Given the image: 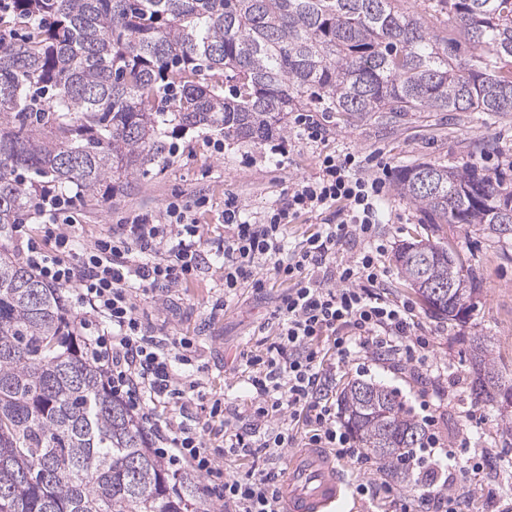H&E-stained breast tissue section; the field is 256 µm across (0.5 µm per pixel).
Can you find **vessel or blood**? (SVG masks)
Here are the masks:
<instances>
[{
    "mask_svg": "<svg viewBox=\"0 0 512 512\" xmlns=\"http://www.w3.org/2000/svg\"><path fill=\"white\" fill-rule=\"evenodd\" d=\"M345 490V471L329 451L304 448L290 457L280 496L284 512H325Z\"/></svg>",
    "mask_w": 512,
    "mask_h": 512,
    "instance_id": "obj_1",
    "label": "vessel or blood"
}]
</instances>
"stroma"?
Segmentation results:
<instances>
[{"mask_svg": "<svg viewBox=\"0 0 512 512\" xmlns=\"http://www.w3.org/2000/svg\"><path fill=\"white\" fill-rule=\"evenodd\" d=\"M308 109L325 128L323 140L315 143L298 139L291 129L270 140L237 141L200 126L166 125L164 162L128 179L111 195L94 200L77 197V235L89 241L130 215L161 214L174 196L184 194L204 199L197 217L207 238L217 240L224 234L225 198L237 196L247 215L260 217L289 188L315 180L324 156L347 152L382 155L396 171L424 162L458 169L474 166L482 173L498 175L512 188V115L413 112L400 123L385 124L328 111L319 101L311 102ZM281 141L288 144V155L282 160L270 151L272 143ZM380 213L377 231L388 250L380 262L385 274L379 293L385 300L409 304L415 321L430 338L428 362L418 366L389 356L367 372L348 367L337 372L332 391L340 393L357 379L381 384L395 390L405 408L416 416L421 413V402L436 403L450 395L452 402L443 407L436 428L440 444L453 445L463 458L476 448L488 456L484 471H468L457 478L458 488L467 495L466 512H512V487L500 473L501 466L512 460V435L502 430L503 408L475 398L470 364L471 337H485L504 376L512 379V250L502 251L497 240L474 227L441 226L440 236L455 240L483 280L467 321L451 325L430 316L402 280L394 260L402 241L427 237L424 215L391 188L380 204ZM283 289V283L275 279L269 280L260 294L241 289L226 310L214 316L210 304L224 290L218 278L205 269L196 279L161 297L152 309L153 321L168 333L196 337L197 362L204 367L200 378L207 393L243 410L252 394L240 355L260 350L262 342L270 338L272 331L265 322ZM468 409L472 418L462 420L461 411ZM345 472L350 487L343 500L333 505V512H400L399 495L413 486L409 480L395 482L378 463L365 469L349 466ZM361 483L392 484L398 494L370 501L357 495L355 488Z\"/></svg>", "mask_w": 512, "mask_h": 512, "instance_id": "stroma-1", "label": "stroma"}]
</instances>
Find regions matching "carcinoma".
Instances as JSON below:
<instances>
[{
	"instance_id": "obj_1",
	"label": "carcinoma",
	"mask_w": 512,
	"mask_h": 512,
	"mask_svg": "<svg viewBox=\"0 0 512 512\" xmlns=\"http://www.w3.org/2000/svg\"><path fill=\"white\" fill-rule=\"evenodd\" d=\"M398 2L10 0L0 11V512H201L191 475L169 473L112 395L63 289L12 246L37 188L110 194L163 158L172 122L267 138L313 97L358 119L512 114V69L499 66L512 58V0H437L455 21L442 36ZM397 191L432 232L470 224L501 238L512 222V190L472 167L419 163L399 172ZM394 258L439 320H459L480 291L452 243L405 241ZM452 280L461 295H426ZM471 341L473 392L499 404L512 385ZM340 409L360 447L405 478L399 464L425 430L398 394L354 381Z\"/></svg>"
}]
</instances>
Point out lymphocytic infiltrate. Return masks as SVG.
Here are the masks:
<instances>
[{
	"mask_svg": "<svg viewBox=\"0 0 512 512\" xmlns=\"http://www.w3.org/2000/svg\"><path fill=\"white\" fill-rule=\"evenodd\" d=\"M320 169L318 180L288 191L260 221L244 219L237 198L227 197L224 237L214 244L195 218L204 199L188 197L169 202L159 217L134 215L77 246L73 199L50 188L37 194L35 233L16 242L47 285L72 289L82 325L97 329L96 351L110 387L150 430L157 453L202 476L204 493L225 512H280L278 472L257 467L239 479L225 475L220 461L227 453L254 459L277 454L292 444L302 421L312 427L310 445L365 467L368 450L336 426L329 387L337 367L372 347L411 363L427 359L430 339L410 321L408 305L373 291L383 251L377 224L384 178L365 175L363 160L352 153L325 156ZM336 205L339 223L323 225L302 250L287 253L285 231L298 214ZM354 243L358 253L340 260V249ZM211 251L221 260L216 272L225 297L247 287L263 290L268 275L287 284L270 313L278 328L274 341L262 353L243 356L254 392L245 421L223 399H208L198 380L174 371V364L191 365L194 338L166 335L141 311L147 300L196 276ZM204 401L224 428L223 445H211L178 419V407ZM438 443L429 435L425 447L406 457L409 469L431 470L441 480L406 495L401 512H459L463 496L453 475L479 467V458L438 450Z\"/></svg>",
	"mask_w": 512,
	"mask_h": 512,
	"instance_id": "1",
	"label": "lymphocytic infiltrate"
}]
</instances>
